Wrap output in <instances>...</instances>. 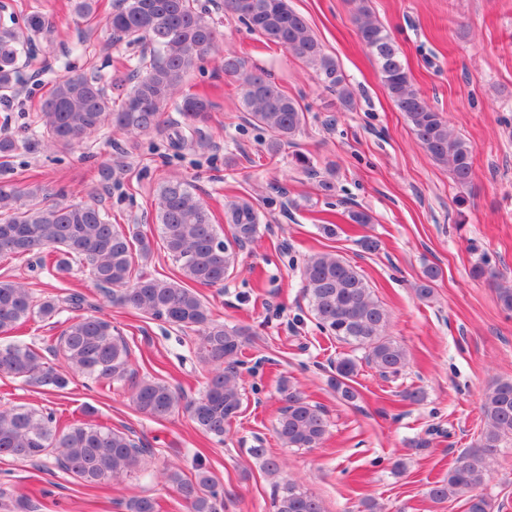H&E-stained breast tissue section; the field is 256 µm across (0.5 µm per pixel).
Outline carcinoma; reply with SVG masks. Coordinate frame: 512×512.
Masks as SVG:
<instances>
[{
	"label": "carcinoma",
	"mask_w": 512,
	"mask_h": 512,
	"mask_svg": "<svg viewBox=\"0 0 512 512\" xmlns=\"http://www.w3.org/2000/svg\"><path fill=\"white\" fill-rule=\"evenodd\" d=\"M367 2L354 0V21L388 95L425 152L450 166L457 185H470L473 147L449 130L442 115L413 85L399 48L385 27L371 18ZM224 6L265 42L288 50L318 71L340 106H351V88L336 59L325 52L289 0H224ZM73 8L79 18L88 20L97 15L99 0H74ZM105 27L112 41L141 47L136 62L109 81L93 73L56 81L36 117L32 136H0V173L12 168V159L22 151L71 149L106 127L130 140L155 131L177 152L209 148L204 126L212 103L204 97L178 95L188 73L221 37L196 0H119L107 15ZM26 28L48 35L52 25L45 15L33 13L27 17ZM33 52L32 38L16 22L0 19V99L17 92L19 63ZM223 69L224 75L239 82L241 104L251 122L266 132V152L276 155L295 143L306 124V108L270 75L248 67L239 55H225ZM170 108L180 113L182 121L163 119ZM42 193V187L33 183L0 180V258L25 262L32 272L47 269L60 279L70 277L76 268L88 269L108 302L196 332L195 356L211 370L204 390L190 400L162 378L137 377L127 339L104 313L82 312L85 296L73 289L66 301L74 315L46 347L53 359L22 341L1 342L0 376L53 391L66 389L76 375L109 388L127 384L133 406L145 416L163 420L183 409L200 433L224 441L227 427L242 412L240 381L252 337L245 328L228 327L213 319L196 287L224 285L239 250L258 234L255 204L246 198L231 202L224 211L229 235L222 237L191 183L176 174L160 181L155 231L168 256L178 264V275L159 278L135 271L136 263L147 264L153 253L152 237L140 225L112 223L110 210L95 195L84 202L49 197L32 205L22 202ZM471 274L476 279H497L495 266L484 253L477 256ZM439 276L436 266L423 270L416 288L420 299L433 296ZM303 292L321 332L364 350V359L381 377L402 373L407 352L387 333L389 312L356 265L329 252L308 255L303 262ZM60 312L58 298L37 297L21 281L0 280L1 337L30 319L46 321ZM358 368L359 360L350 355L336 361L331 385L347 403L359 397L351 385ZM279 391L286 403L275 426L282 445L321 447L327 435L324 409L307 401L286 376L280 380ZM481 413L477 445L454 459L446 477L430 483L427 496L431 501L444 503L463 496L465 512H494L495 502L480 489L497 448L512 439V381H498L486 391ZM250 454L262 460L267 474L284 473L267 449L252 448ZM146 455L144 445L130 434L99 422L61 420L31 405L0 408V456L39 469L51 459L56 469L87 487L110 485L141 471ZM194 470L191 478L178 470L168 471L166 480L189 512H224V488L199 457ZM274 507L275 512H323L316 496L288 480L275 483ZM125 509L158 512L159 504L149 496L133 497Z\"/></svg>",
	"instance_id": "carcinoma-1"
}]
</instances>
